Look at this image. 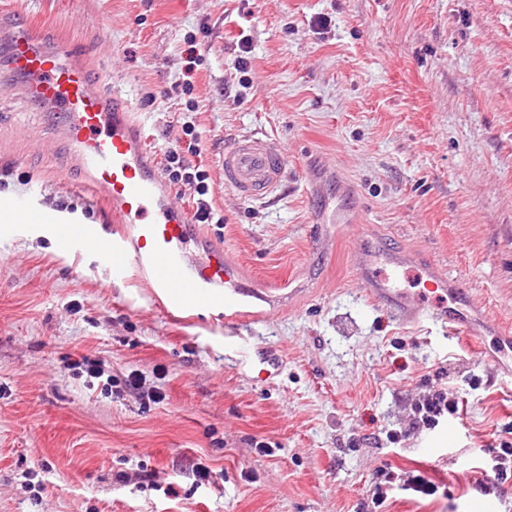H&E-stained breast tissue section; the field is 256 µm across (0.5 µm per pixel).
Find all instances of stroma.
Instances as JSON below:
<instances>
[{"label":"stroma","mask_w":512,"mask_h":512,"mask_svg":"<svg viewBox=\"0 0 512 512\" xmlns=\"http://www.w3.org/2000/svg\"><path fill=\"white\" fill-rule=\"evenodd\" d=\"M36 34L83 43L101 81L127 92L146 148L182 136L191 78L201 160L223 230L202 226L264 288H286L248 342L275 350L258 380L225 351L223 322H177L141 279L71 255L50 226H0V512H358L381 470L444 491L402 494L384 512H480L512 500L472 471L512 443V376L466 339L372 303L356 270L385 243L416 261L400 286L421 302V262L465 282L512 326V0H23ZM251 41L247 73L237 43ZM201 59L186 74V40ZM265 133L287 166L278 192L224 184V151ZM66 150L46 113L0 88V196L111 228L103 203L59 176ZM335 198L358 227L317 224ZM133 370L161 403L108 396L67 360ZM460 401L435 430L412 406L435 379ZM397 428L399 449L386 441ZM452 444L425 450L447 432ZM268 451H261V444ZM209 466L195 486L191 462ZM46 470L26 471L34 463Z\"/></svg>","instance_id":"obj_1"}]
</instances>
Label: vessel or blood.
Segmentation results:
<instances>
[{"label": "vessel or blood", "mask_w": 512, "mask_h": 512, "mask_svg": "<svg viewBox=\"0 0 512 512\" xmlns=\"http://www.w3.org/2000/svg\"><path fill=\"white\" fill-rule=\"evenodd\" d=\"M85 55L77 44L49 47L34 40L20 0L0 11V81L20 89L33 108L54 118L86 187L110 209L111 235H103L97 225L36 210L24 196L0 197V224L18 230L54 225L60 249H93L113 277L145 278L155 307L171 319L192 322L208 316L239 329L264 320L260 294L223 246L208 243L192 250L201 238L198 225L187 223L161 173L145 160L143 129L132 120L128 99L98 83L82 62ZM285 163L277 140L256 135L225 150L224 183L242 198L261 199L278 190ZM358 276L373 302L409 305L408 295L389 277L365 265ZM424 286L450 299L427 315L443 331L473 340L489 331L504 335L496 320L466 316L477 301L459 280L431 266ZM224 348L246 355L247 367L260 378L279 366L274 352L249 356L246 339L239 335L225 337Z\"/></svg>", "instance_id": "obj_1"}]
</instances>
